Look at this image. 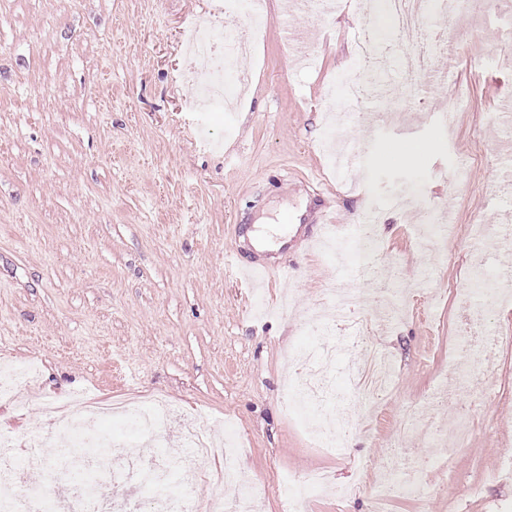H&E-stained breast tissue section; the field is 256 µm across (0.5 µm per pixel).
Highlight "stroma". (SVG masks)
Masks as SVG:
<instances>
[{
    "instance_id": "obj_1",
    "label": "stroma",
    "mask_w": 512,
    "mask_h": 512,
    "mask_svg": "<svg viewBox=\"0 0 512 512\" xmlns=\"http://www.w3.org/2000/svg\"><path fill=\"white\" fill-rule=\"evenodd\" d=\"M215 0H0V351L38 360L36 386L22 388L23 411L0 407V429L35 437L41 401L81 391L96 399L160 393L201 412L212 434L245 441L240 471L256 512H281L277 476L319 471L336 493L308 512H373L394 427L410 403L418 455H432L435 425L468 402L475 426L447 469L428 474L421 502L392 498L387 512H512V345L486 366L482 393L450 381L457 330L470 306L512 330V305L485 304L478 283L512 262L471 245L475 224L512 218V37L488 14L512 20V0H465L423 18L449 33L456 81L406 90L418 46L379 22L373 0H333L310 17L301 0H267L270 25L246 66L256 77L238 107L207 116L202 140L185 111L183 29L209 18ZM374 33L377 56L360 64L370 78L356 120L333 126L343 94L324 91ZM462 98L454 125L443 119ZM418 153L406 157L409 148ZM420 186L451 217L448 234L424 237L413 209L378 200ZM343 228L372 223L374 263L315 247L324 207ZM302 217L288 250L244 251V262L286 264L291 277L262 284L267 313L226 265L242 234ZM347 295L326 311L325 290ZM473 289L471 303L457 291ZM367 328L390 357L391 385L370 403L350 392L346 368L358 349L350 327ZM329 335L342 349L327 369L336 400L354 423L341 453L316 447L304 417L285 408L300 380L290 354ZM456 398L435 413L425 404L441 379Z\"/></svg>"
}]
</instances>
